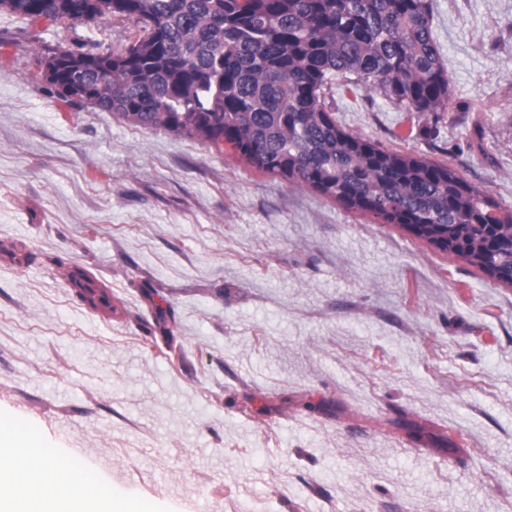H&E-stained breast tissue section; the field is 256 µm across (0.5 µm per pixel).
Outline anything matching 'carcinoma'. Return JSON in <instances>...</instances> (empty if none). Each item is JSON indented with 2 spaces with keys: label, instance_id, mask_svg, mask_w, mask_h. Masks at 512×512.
Wrapping results in <instances>:
<instances>
[{
  "label": "carcinoma",
  "instance_id": "obj_1",
  "mask_svg": "<svg viewBox=\"0 0 512 512\" xmlns=\"http://www.w3.org/2000/svg\"><path fill=\"white\" fill-rule=\"evenodd\" d=\"M72 25L124 15L143 36L119 52L60 48L44 78L79 74L91 103L128 124L228 144L251 167L400 224L512 286V210L450 166L346 132L324 90L377 93L410 119L450 111L431 0H0Z\"/></svg>",
  "mask_w": 512,
  "mask_h": 512
}]
</instances>
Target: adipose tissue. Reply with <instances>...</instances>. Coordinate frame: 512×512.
Here are the masks:
<instances>
[{"label":"adipose tissue","instance_id":"1","mask_svg":"<svg viewBox=\"0 0 512 512\" xmlns=\"http://www.w3.org/2000/svg\"><path fill=\"white\" fill-rule=\"evenodd\" d=\"M7 437L10 465L4 473L12 488L8 512H65L66 504L86 501L82 487L43 455L33 452L16 431H8ZM60 486L65 487V494H57Z\"/></svg>","mask_w":512,"mask_h":512}]
</instances>
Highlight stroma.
Instances as JSON below:
<instances>
[{"label":"stroma","mask_w":512,"mask_h":512,"mask_svg":"<svg viewBox=\"0 0 512 512\" xmlns=\"http://www.w3.org/2000/svg\"><path fill=\"white\" fill-rule=\"evenodd\" d=\"M430 133L331 89L352 134L512 208V0H432ZM137 31L0 11V420L83 452L91 512H512V286L233 149L63 101L59 48ZM112 292L91 314L61 277Z\"/></svg>","instance_id":"obj_1"}]
</instances>
